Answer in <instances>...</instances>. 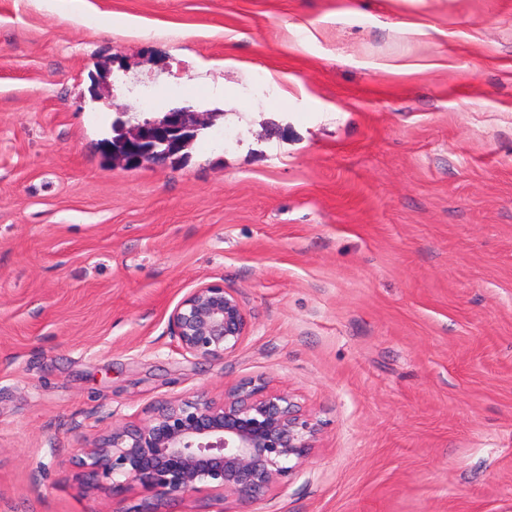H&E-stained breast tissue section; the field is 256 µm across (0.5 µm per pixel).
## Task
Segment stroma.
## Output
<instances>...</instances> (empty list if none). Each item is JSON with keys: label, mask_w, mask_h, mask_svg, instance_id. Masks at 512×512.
Instances as JSON below:
<instances>
[{"label": "stroma", "mask_w": 512, "mask_h": 512, "mask_svg": "<svg viewBox=\"0 0 512 512\" xmlns=\"http://www.w3.org/2000/svg\"><path fill=\"white\" fill-rule=\"evenodd\" d=\"M173 107L185 161L103 155ZM248 378L317 448L210 512H512V0H0V512H112L94 437ZM168 328L182 353L204 360L224 359L246 337L248 320L233 291L224 284L201 283L174 306Z\"/></svg>", "instance_id": "1"}]
</instances>
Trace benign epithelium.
<instances>
[{"label":"benign epithelium","instance_id":"obj_1","mask_svg":"<svg viewBox=\"0 0 512 512\" xmlns=\"http://www.w3.org/2000/svg\"><path fill=\"white\" fill-rule=\"evenodd\" d=\"M205 113L172 109L162 117L119 121L112 162L134 167L177 158ZM171 338L184 354L210 360L236 351L248 320L237 297L220 283H201L172 309ZM318 424L286 392L243 380L207 396L164 399L143 421H117L74 461L78 475L117 496L142 489L140 502L114 512H162L164 502L204 493L216 501L263 500L296 474L316 448Z\"/></svg>","mask_w":512,"mask_h":512}]
</instances>
